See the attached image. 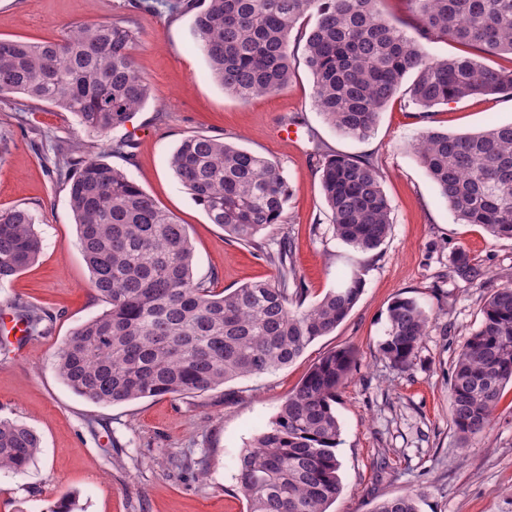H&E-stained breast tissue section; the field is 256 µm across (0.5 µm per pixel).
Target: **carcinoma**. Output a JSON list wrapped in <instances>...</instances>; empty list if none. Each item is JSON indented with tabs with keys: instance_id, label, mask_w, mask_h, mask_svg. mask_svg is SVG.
<instances>
[{
	"instance_id": "carcinoma-1",
	"label": "carcinoma",
	"mask_w": 512,
	"mask_h": 512,
	"mask_svg": "<svg viewBox=\"0 0 512 512\" xmlns=\"http://www.w3.org/2000/svg\"><path fill=\"white\" fill-rule=\"evenodd\" d=\"M384 0H204L192 31L213 78L241 101L274 94L290 82L291 34L303 35L313 77V106L342 136L365 140L380 112L405 89L416 111L472 96L512 99V68H492L484 55H512V0H407L412 33L382 16ZM454 42L461 54L433 56L428 46ZM136 35L108 20L60 41L0 39V98L15 94L73 113L83 129L122 154L129 139L112 140L149 99L151 87L134 60ZM409 86H404L408 77ZM421 166L461 224H478L494 239L512 238V124L475 134L427 130L414 144ZM180 184L227 236L249 244L285 222L288 183L265 157L222 138L191 135L169 158ZM320 182L336 239L361 254L378 250L392 226V207L378 166L332 154ZM60 177L91 283L106 308L80 324L57 352L63 383L96 405L206 392L297 359L315 339L349 315L364 286L363 267L350 270L318 302L305 305L291 250L266 258L269 281L216 292L193 274L187 228L123 171L100 157L70 154ZM27 208L0 212V283L31 266L42 249ZM453 273L475 283L484 273L465 250ZM491 291L481 319L452 361L450 422L461 445L488 429L512 384V275ZM29 334L46 315L21 314ZM430 313L414 297L388 307L379 351L398 370L410 369L427 334ZM344 347L319 359L278 415L238 459L247 512H327L342 491L336 448L341 426L338 388L356 364ZM40 449L23 423L0 419V471L22 472ZM374 512H420L405 495Z\"/></svg>"
}]
</instances>
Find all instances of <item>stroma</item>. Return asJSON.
<instances>
[{
	"label": "stroma",
	"instance_id": "obj_1",
	"mask_svg": "<svg viewBox=\"0 0 512 512\" xmlns=\"http://www.w3.org/2000/svg\"><path fill=\"white\" fill-rule=\"evenodd\" d=\"M102 20L135 28V61L151 85L146 104L121 127L125 154L107 153L76 117L15 95L0 99V211L21 206L35 216L38 260L0 285V418L40 437L24 473L0 472V512H52L74 497V512H247L238 484L243 449L277 416L311 366L353 347L356 366L339 391L342 493L329 512H374L383 500L411 494L420 512H512V387L489 429L460 446L450 425L453 358L477 328L487 289L454 277L452 257L467 251L483 271L512 272V239H491L481 226L458 223L413 150L428 129L475 133L512 123V100L470 97L417 112L397 95L365 140L342 137L312 103L313 77L303 53L288 86L241 101L213 79L196 47L193 15L170 12L167 0H0V38L58 40ZM296 125L297 143L278 140ZM190 135L219 137L279 166L289 187L285 223L261 244L287 242L307 303L337 285L359 253L337 240L320 186L328 154L370 158L384 176L392 231L365 257L363 290L348 317L314 340L290 365L242 377L203 393L141 398L99 406L75 395L56 369V353L73 330L101 313L78 245L68 190L56 173V147L82 144L124 170L180 223L194 250V275L216 290L274 277L258 247L212 224L175 177L169 158ZM417 298L431 314L413 367L400 371L378 352L387 308ZM47 316L37 336L19 335V308Z\"/></svg>",
	"mask_w": 512,
	"mask_h": 512
}]
</instances>
